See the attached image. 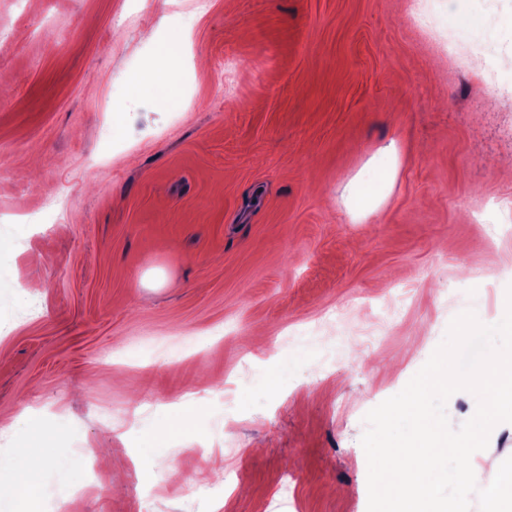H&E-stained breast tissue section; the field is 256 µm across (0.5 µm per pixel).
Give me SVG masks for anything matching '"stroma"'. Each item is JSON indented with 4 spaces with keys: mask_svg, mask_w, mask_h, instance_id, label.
Segmentation results:
<instances>
[{
    "mask_svg": "<svg viewBox=\"0 0 512 512\" xmlns=\"http://www.w3.org/2000/svg\"><path fill=\"white\" fill-rule=\"evenodd\" d=\"M436 11L512 55V0ZM443 56L408 0H0V512H367L365 415L512 286V109ZM15 456L20 459L19 465L7 469L5 475L0 463V498L18 497L21 490L34 489L41 479L44 459L36 448L26 444L17 449Z\"/></svg>",
    "mask_w": 512,
    "mask_h": 512,
    "instance_id": "obj_1",
    "label": "stroma"
}]
</instances>
